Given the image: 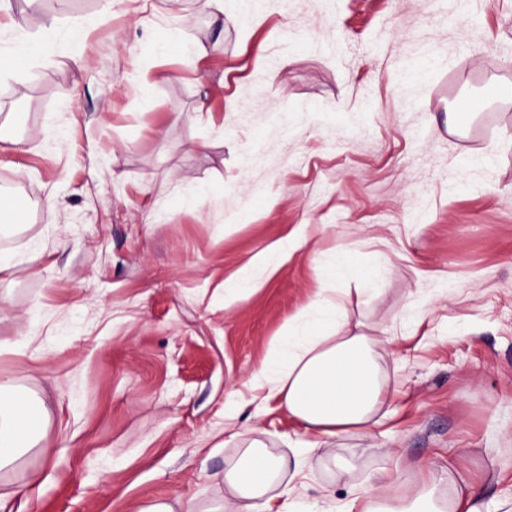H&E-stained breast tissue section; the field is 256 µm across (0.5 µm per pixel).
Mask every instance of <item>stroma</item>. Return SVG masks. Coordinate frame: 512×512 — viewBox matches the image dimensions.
<instances>
[{"mask_svg":"<svg viewBox=\"0 0 512 512\" xmlns=\"http://www.w3.org/2000/svg\"><path fill=\"white\" fill-rule=\"evenodd\" d=\"M224 5L220 25L198 0H61L51 61L0 76V191L25 213L0 231V378L46 419L0 512L223 501L226 413L275 453L303 437L247 382L323 288L385 337L396 393L332 440L351 476L306 466L274 508L341 512L426 469L444 495L453 460L512 512V98L478 99L512 89V0H288L247 35ZM254 257L260 289L225 303Z\"/></svg>","mask_w":512,"mask_h":512,"instance_id":"35a3bbf8","label":"stroma"}]
</instances>
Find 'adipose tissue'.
Wrapping results in <instances>:
<instances>
[{
    "instance_id": "obj_1",
    "label": "adipose tissue",
    "mask_w": 512,
    "mask_h": 512,
    "mask_svg": "<svg viewBox=\"0 0 512 512\" xmlns=\"http://www.w3.org/2000/svg\"><path fill=\"white\" fill-rule=\"evenodd\" d=\"M11 29L16 34L14 48L0 58V66L21 69L51 59L56 24L36 28L25 14ZM383 345L352 309L320 300L303 309L274 342L258 379L266 399L276 401L309 435L307 455L321 452L327 439L367 435L387 415L391 392ZM23 399L8 382L0 381V468L31 446L44 427L43 416L36 412L29 421L20 420L18 404ZM239 438V456L224 470L233 512H272L271 487L284 474L297 473L303 462L268 452L250 432H240ZM448 474L447 499L436 498L422 483L406 489L399 506L383 502L376 485H362L355 498L358 512H487L473 485L457 479L456 467H449Z\"/></svg>"
}]
</instances>
